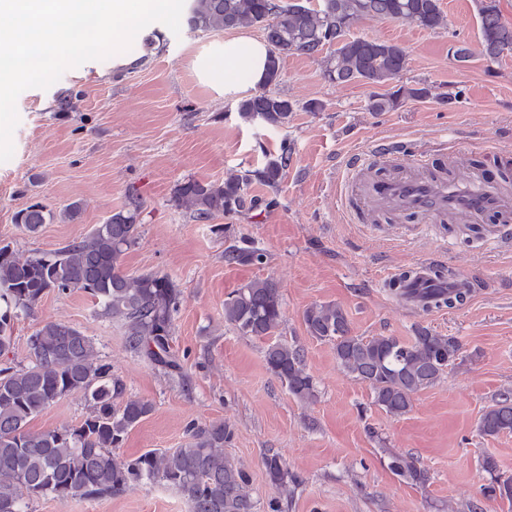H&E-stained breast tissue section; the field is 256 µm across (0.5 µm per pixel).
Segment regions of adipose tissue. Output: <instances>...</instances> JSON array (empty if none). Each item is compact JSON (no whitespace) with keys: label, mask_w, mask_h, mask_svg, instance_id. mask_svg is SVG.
<instances>
[{"label":"adipose tissue","mask_w":512,"mask_h":512,"mask_svg":"<svg viewBox=\"0 0 512 512\" xmlns=\"http://www.w3.org/2000/svg\"><path fill=\"white\" fill-rule=\"evenodd\" d=\"M268 54L265 42L238 33L225 37L223 52L209 59L205 72L221 76L225 96L234 97L263 83Z\"/></svg>","instance_id":"1"}]
</instances>
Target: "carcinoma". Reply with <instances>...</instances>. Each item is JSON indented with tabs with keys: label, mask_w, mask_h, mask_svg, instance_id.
Segmentation results:
<instances>
[{
	"label": "carcinoma",
	"mask_w": 512,
	"mask_h": 512,
	"mask_svg": "<svg viewBox=\"0 0 512 512\" xmlns=\"http://www.w3.org/2000/svg\"><path fill=\"white\" fill-rule=\"evenodd\" d=\"M187 24L202 33L259 26L270 46L262 90L239 102V118L261 120L273 127L288 124L294 103L268 90L281 80V61L290 55L323 56L324 76L336 84L363 81L385 85L408 66L406 50L397 43L355 34L368 18L402 21L424 30L443 23L440 0H186ZM482 54L496 60L512 53V23L503 20L497 0H478ZM334 48L328 55L324 50ZM429 95L426 87L397 84L370 99L373 112H392L410 100ZM292 159L285 143L261 169L248 170L223 182L187 179L175 187V201L207 222L240 212L248 186L259 181L275 187ZM141 203L129 199L124 209L96 225L82 240L49 254L21 256L0 245V356L14 344V323L31 314L45 293H89L100 315L123 322L131 351L145 353L155 364L181 375L169 340L180 304V290L167 274L130 275L122 258L140 236ZM80 203L56 214L36 202L20 210L15 223L36 234L57 217L75 220ZM260 249L242 240L224 250V261L254 265ZM283 320L278 283L271 277L251 280L224 301V322L244 336L270 338ZM308 334L333 345L336 363L354 380L368 385L373 403L393 417L407 414L413 397L434 385L456 360L459 344L451 336L418 327L407 340L395 336L365 338L351 334L346 312L335 303L315 304L303 316ZM29 363L0 367V512H29V501L51 496L98 499L125 494L139 484L161 482L179 492L190 512H255L250 473L224 456L234 432L222 422L189 428L183 448L152 449L121 457L129 431L151 412V403L125 396L124 383L98 362L92 339L60 321H45L29 337ZM267 369L303 403L317 399L318 389L306 371L303 350L274 340L264 352ZM80 394L87 414L71 427L32 432L29 421L61 398ZM486 437L512 432V395L505 391L480 418ZM263 465L276 487H288V468L276 453ZM490 476L486 497L512 502V479L498 474L493 457L482 462ZM391 469L414 485L428 476L411 456L395 455Z\"/></svg>",
	"instance_id": "obj_1"
}]
</instances>
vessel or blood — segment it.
Returning a JSON list of instances; mask_svg holds the SVG:
<instances>
[{"label":"vessel or blood","mask_w":512,"mask_h":512,"mask_svg":"<svg viewBox=\"0 0 512 512\" xmlns=\"http://www.w3.org/2000/svg\"><path fill=\"white\" fill-rule=\"evenodd\" d=\"M397 157L402 160L397 174L361 179L362 171L387 165ZM425 161V153L404 158L397 145L375 143L365 153L352 155L347 166L349 176L360 179L358 189L367 213L418 215L428 224H481L497 214L504 222L495 226L491 238L499 245L512 244V190L505 182L489 179L476 168L463 178L426 176L420 172ZM431 269V264H417L414 277L403 284L420 308L427 306L428 292L435 285Z\"/></svg>","instance_id":"vessel-or-blood-1"}]
</instances>
